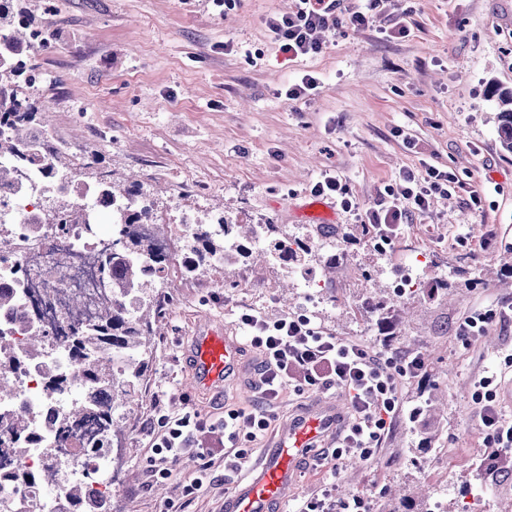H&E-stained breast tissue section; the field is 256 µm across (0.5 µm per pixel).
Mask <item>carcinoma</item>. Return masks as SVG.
<instances>
[{
  "instance_id": "1",
  "label": "carcinoma",
  "mask_w": 512,
  "mask_h": 512,
  "mask_svg": "<svg viewBox=\"0 0 512 512\" xmlns=\"http://www.w3.org/2000/svg\"><path fill=\"white\" fill-rule=\"evenodd\" d=\"M45 36L38 29L35 20L21 6L20 0H0V189L17 182L23 171L40 168L41 178L47 190L40 212L27 219L29 232L36 235L40 226L49 223V218L58 216L64 224H90L85 205L93 201L105 210H112L120 224H139L144 212L133 206L143 198L140 186L117 190L112 182L102 177L93 186L75 178L68 151L51 141L45 113L28 97H20L15 81L24 78L32 82L27 74L25 58L44 48ZM499 112L496 113L497 130L502 149L512 153V90L498 92ZM238 225L226 224L219 220L202 228L193 237L189 253L184 256L180 270L184 273H203L217 264L224 263L226 251H235V258L252 256L254 243L260 236L276 231L273 224L248 225L245 235L237 232ZM161 240L159 225H153L147 235H130L129 239L112 244L107 254L105 269L109 275L111 291L121 297L131 296L133 302L127 306L121 302L112 305L99 321L85 325L77 323L71 328L70 349L63 352L72 368L62 378L54 368H46V374L53 383L81 391L88 389L112 390V403L98 404L100 418V440L97 447H107L109 440L118 438L122 432L119 425V411L135 395V382L145 368V355L149 337L157 334L161 313L152 295L156 279L168 268L169 255L158 250ZM280 239L271 241V247L261 249L258 254L269 259L281 257L286 262L297 261V254L305 250L299 244L297 249L279 254ZM20 303L16 285H0V310L15 311ZM368 308L378 317V325L387 345L397 339L396 329L404 323L405 303L394 301L367 300ZM123 354L121 366L111 359L98 354L103 342ZM52 350L51 338L43 329L28 324L27 334L21 350L11 333L0 329V364L14 366L19 358H38ZM84 405L77 402L66 407L59 415L57 428L67 431L70 421L79 417ZM7 433L16 441L15 451L23 456L32 440L31 423L23 411L0 409V432ZM47 461L38 474L17 471L11 475V483L21 484L32 479L38 483L48 480L53 485L54 495H64L73 502L80 501L85 492L86 480L91 478L84 461L77 458L70 463L73 478L64 483L59 478V467L53 461L52 450L46 451Z\"/></svg>"
}]
</instances>
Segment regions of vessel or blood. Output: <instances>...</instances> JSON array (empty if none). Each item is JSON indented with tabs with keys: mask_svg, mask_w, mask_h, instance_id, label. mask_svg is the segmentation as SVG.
I'll return each mask as SVG.
<instances>
[{
	"mask_svg": "<svg viewBox=\"0 0 512 512\" xmlns=\"http://www.w3.org/2000/svg\"><path fill=\"white\" fill-rule=\"evenodd\" d=\"M188 358L196 390L218 392L228 381L227 371L240 366L242 350L236 337L228 335L223 326L204 320L195 329ZM348 418L341 397H313L280 425L276 450L264 454L257 475L237 485L226 497L224 512H269L273 506L286 512L311 449L327 445Z\"/></svg>",
	"mask_w": 512,
	"mask_h": 512,
	"instance_id": "obj_1",
	"label": "vessel or blood"
}]
</instances>
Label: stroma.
Masks as SVG:
<instances>
[{
    "label": "stroma",
    "instance_id": "1",
    "mask_svg": "<svg viewBox=\"0 0 512 512\" xmlns=\"http://www.w3.org/2000/svg\"><path fill=\"white\" fill-rule=\"evenodd\" d=\"M48 39L31 57L37 79L18 93L50 114L52 136L99 163L79 178L109 172L154 193L161 223L275 224L306 245L301 271L275 262L210 269L198 278L171 272L156 294L161 320L138 397L124 412L121 490L112 512H224L236 474L216 462L193 499L185 487L200 465L184 460L178 478L152 482L149 460L162 417L189 404L214 414L210 396L190 387L185 348L210 317L239 335V315L276 320L303 314L326 332L390 354L418 353L424 379L402 388L404 408L370 459L336 471L338 489L410 496L431 512H462L481 495L484 512H512V469L487 472L473 380L490 371L512 384V154L494 117L495 89H512V0H382L366 30L326 32V50L285 64L265 19L293 0H22ZM404 36H392L395 25ZM312 95L291 99L304 75ZM454 172L465 184L434 196L394 246L378 251L354 213L335 208L328 223L298 211L314 201L320 173L332 172L366 209L398 186L403 169ZM482 198L470 205L471 192ZM466 243H459L458 234ZM420 256L430 284L446 292L411 301L408 321L386 346L368 292L392 296L391 280ZM486 303L511 310L481 335L457 334L459 319Z\"/></svg>",
    "mask_w": 512,
    "mask_h": 512
}]
</instances>
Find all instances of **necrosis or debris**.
<instances>
[{"mask_svg":"<svg viewBox=\"0 0 512 512\" xmlns=\"http://www.w3.org/2000/svg\"><path fill=\"white\" fill-rule=\"evenodd\" d=\"M42 195V183L30 177L23 191L0 190V219L11 226L14 245L11 252L0 254V273L19 272L20 305L25 314L7 318L0 312V326L12 323L16 339H24L26 318L48 331L56 347L69 343L68 327L73 321L88 324L97 321L112 307V293L103 281L99 257L111 249L108 237L90 235L83 224H48L40 237L28 235L24 223L37 209ZM16 395L10 398L11 408L27 407L36 428L33 449L24 456L15 455L13 449L0 448V470H40L42 450L56 447L61 457L75 454L87 456L92 473L118 476L121 459L109 453L88 457L86 445L95 437L98 418L95 408H87L76 419L66 436L52 432L58 409L68 392L57 391L48 385L39 361L29 362L15 376ZM64 499L49 498L39 487L31 485L15 490L13 485H0V512H66Z\"/></svg>","mask_w":512,"mask_h":512,"instance_id":"obj_1","label":"necrosis or debris"}]
</instances>
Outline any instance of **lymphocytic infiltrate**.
Wrapping results in <instances>:
<instances>
[{"instance_id": "lymphocytic-infiltrate-1", "label": "lymphocytic infiltrate", "mask_w": 512, "mask_h": 512, "mask_svg": "<svg viewBox=\"0 0 512 512\" xmlns=\"http://www.w3.org/2000/svg\"><path fill=\"white\" fill-rule=\"evenodd\" d=\"M381 0H358L343 9V0H295L292 11L266 19L265 24L285 61L294 62L322 53V34L329 29L367 28ZM400 189H387L376 207L361 214L360 221L375 225L380 237L394 241L412 212L424 210L431 196L448 194L457 178L449 171L427 167L425 176L413 171L401 175ZM243 339L256 352L253 371L254 399L250 407H225L215 417H205L194 408H182L163 418V433L153 444L149 472L152 480L176 477L177 460L193 455L207 434L220 437V459L229 471L243 468L249 449L258 444L272 426L270 409L289 386L299 390L343 392L351 408V422L341 443L332 451L336 461L351 453L369 459L398 420L402 411L401 385L425 373L418 355L391 356L374 351L357 340L342 339L312 323L306 315H289L274 321L261 313H243L238 318ZM489 376L474 382V401L486 447L497 457L512 458V421L498 407V392ZM292 512H369V499L337 494L335 483L323 484L319 493L297 499Z\"/></svg>"}]
</instances>
